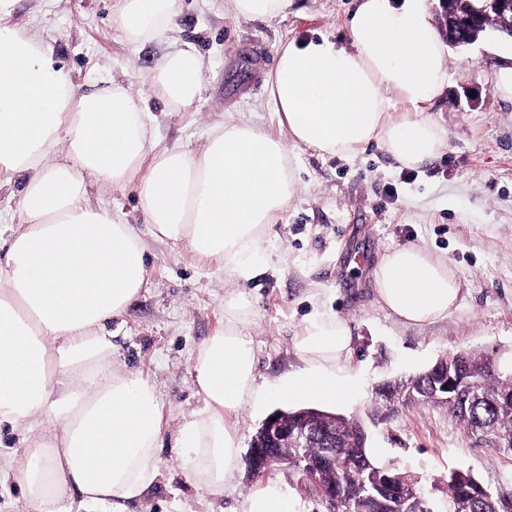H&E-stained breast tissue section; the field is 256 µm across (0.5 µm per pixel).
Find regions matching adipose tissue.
Returning <instances> with one entry per match:
<instances>
[{
  "instance_id": "1",
  "label": "adipose tissue",
  "mask_w": 512,
  "mask_h": 512,
  "mask_svg": "<svg viewBox=\"0 0 512 512\" xmlns=\"http://www.w3.org/2000/svg\"><path fill=\"white\" fill-rule=\"evenodd\" d=\"M0 0V173L18 184L19 225H0V426L29 432L11 469L33 512L84 505L121 512L158 475L161 411L154 383L112 367L113 319L149 284L135 225L90 202L92 183L134 184L151 235L183 244L239 281L261 271L263 239L295 186L287 145L351 157L380 142L401 165L434 157L446 130L424 112L448 85L446 45L430 0H359L348 46L323 38L279 43L268 81L289 138L247 122L214 129L198 151L158 150L157 99L176 110L199 95L205 63L192 44L165 55L133 96L105 77L76 85L50 45L4 25ZM126 39L172 29L178 0H118ZM408 114L394 120L392 101ZM377 302L405 325L447 316L460 284L441 259L414 245L389 251L373 271ZM247 303L224 301V330L196 351L202 408L183 416L177 445L187 473L219 495L241 448L230 425L244 406L343 401L358 387L347 322L316 306L297 337L299 361L276 384L256 382ZM68 388L52 390L60 380ZM239 512H302L281 478L261 483Z\"/></svg>"
}]
</instances>
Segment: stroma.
Masks as SVG:
<instances>
[{
    "mask_svg": "<svg viewBox=\"0 0 512 512\" xmlns=\"http://www.w3.org/2000/svg\"><path fill=\"white\" fill-rule=\"evenodd\" d=\"M357 4L294 0L285 20L267 23L235 18L226 0H179L174 29L142 45L115 22V0H18L8 22L49 43L76 84L113 76L135 92L165 53L195 45L206 65L200 93L177 111L155 104L153 137L160 150H198L228 121L286 138L265 83L278 43L346 42ZM446 60L448 87L426 115L446 129L447 142L429 162L406 170L377 142L350 158L289 145L295 191L271 226L257 278L234 280L185 246L144 237L150 284L112 324V366L154 382L163 448L155 482L124 512H236L259 485L242 468L223 494H210L184 472L175 447L183 414L202 405L193 356L223 331L231 293L250 305L256 373L270 385L297 367L294 343L315 304L347 321L360 386L329 410L366 419L374 457L418 476L436 512L455 469L512 495V453L476 440L447 408L400 401L371 414L377 384L412 378L442 356L473 351L499 370L512 367V100L495 88L499 68L512 66V43L490 31L449 49ZM91 197L128 223L144 222L133 186ZM408 244L445 260L461 287L455 310L420 326L388 317L372 277L387 252ZM18 439L0 428V512H29L8 466Z\"/></svg>",
    "mask_w": 512,
    "mask_h": 512,
    "instance_id": "35a3bbf8",
    "label": "stroma"
}]
</instances>
